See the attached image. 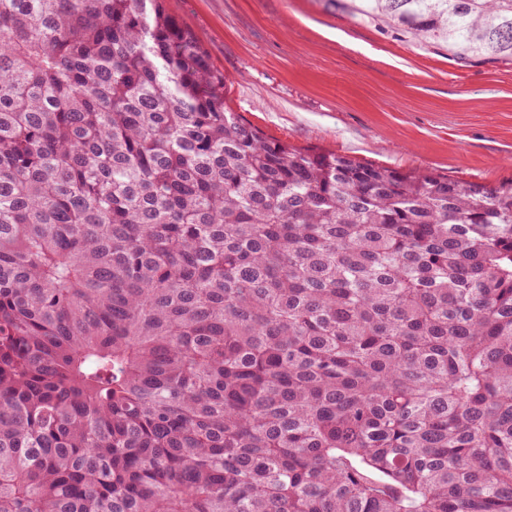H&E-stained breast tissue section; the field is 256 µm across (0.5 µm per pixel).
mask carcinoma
I'll return each instance as SVG.
<instances>
[{
    "mask_svg": "<svg viewBox=\"0 0 512 512\" xmlns=\"http://www.w3.org/2000/svg\"><path fill=\"white\" fill-rule=\"evenodd\" d=\"M512 68V0H330ZM0 512H512V183L297 149L165 0H0Z\"/></svg>",
    "mask_w": 512,
    "mask_h": 512,
    "instance_id": "cac0c4a2",
    "label": "carcinoma"
}]
</instances>
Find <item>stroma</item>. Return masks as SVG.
Wrapping results in <instances>:
<instances>
[{
    "instance_id": "35a3bbf8",
    "label": "stroma",
    "mask_w": 512,
    "mask_h": 512,
    "mask_svg": "<svg viewBox=\"0 0 512 512\" xmlns=\"http://www.w3.org/2000/svg\"><path fill=\"white\" fill-rule=\"evenodd\" d=\"M233 111L300 149L452 180L512 181V69L354 21L328 0H169Z\"/></svg>"
}]
</instances>
